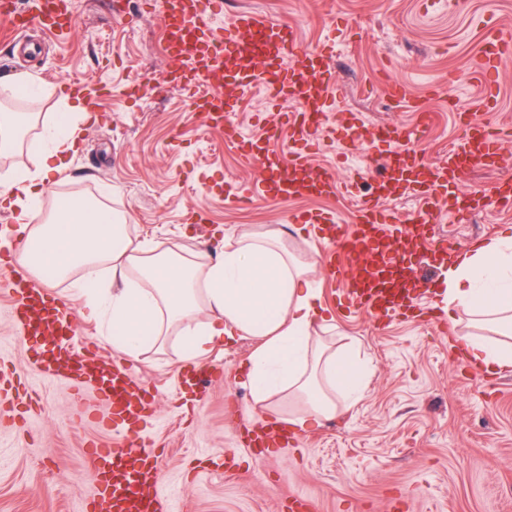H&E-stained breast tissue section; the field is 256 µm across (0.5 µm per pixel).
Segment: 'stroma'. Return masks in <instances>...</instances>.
Listing matches in <instances>:
<instances>
[{"label": "stroma", "mask_w": 512, "mask_h": 512, "mask_svg": "<svg viewBox=\"0 0 512 512\" xmlns=\"http://www.w3.org/2000/svg\"><path fill=\"white\" fill-rule=\"evenodd\" d=\"M72 0L74 27L67 37L29 26L18 41L0 39V105L14 107L15 77L31 76L35 96L25 103L34 119L19 149L0 156V178L29 164L42 127L67 94L61 79H80L95 92V121L88 127L55 189L70 196L101 197L125 217L140 242H163L216 259L245 236L276 235L315 266L323 305L336 337H350L369 366L364 398L333 421L297 436L285 448L263 453L243 447L246 428L281 417L280 397L250 412L253 393L242 368L259 343L253 336L206 357L217 367L193 416L181 405L195 397L181 384L186 364L175 342L149 348L129 366L155 391L156 410L145 432L164 451L165 483L184 491L185 512H287L288 498L304 494L317 512H384L403 497L402 512H512V368L466 371L456 361L463 327L441 331L428 317L377 321L336 304L337 287L321 268L319 230L297 233L289 214L333 210L349 220L346 195L270 201L252 197L257 165H244L224 131L207 123L191 99L166 81L171 68L161 43L162 0ZM240 9L294 22L302 44L334 41L333 112L313 135L312 164L355 180L371 192L381 150L351 140L353 126L397 125L416 131L431 160L445 157L461 135L458 111L471 108L480 90L471 60L496 18L512 36V0H224L221 21ZM406 84L433 114L420 128L411 108L388 95ZM289 103L254 89L231 119L243 131L262 132ZM249 195L241 207L228 192ZM512 227V211L489 205L465 219L447 213L431 231L447 236L452 254ZM49 285L78 311L76 346H97L114 356L100 325L82 318L83 300L68 281ZM0 293V360L29 377L28 343L9 318ZM71 392L42 387L31 414L34 434L11 418L0 420V512H89L94 481L86 444L112 446L120 437L73 421Z\"/></svg>", "instance_id": "stroma-1"}]
</instances>
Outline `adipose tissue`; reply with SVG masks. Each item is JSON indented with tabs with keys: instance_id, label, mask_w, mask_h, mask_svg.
I'll return each instance as SVG.
<instances>
[{
	"instance_id": "ef3b65f1",
	"label": "adipose tissue",
	"mask_w": 512,
	"mask_h": 512,
	"mask_svg": "<svg viewBox=\"0 0 512 512\" xmlns=\"http://www.w3.org/2000/svg\"><path fill=\"white\" fill-rule=\"evenodd\" d=\"M95 93L67 95L44 127L50 143L32 165L0 183V200L25 220L17 254L30 269L52 268L74 280L89 317H106L113 348L138 358L146 348L176 340L185 362L247 335L261 338L244 374L256 403L287 394L292 432L336 417L365 390V369L353 345H327L335 327L302 261L277 237H251L209 262L162 243L135 241L111 210L72 198L46 216L39 203L67 165L93 120ZM121 279L114 292L100 286L104 271ZM442 308L470 314L460 336L473 363L496 372L512 366V228L458 255L444 272Z\"/></svg>"
}]
</instances>
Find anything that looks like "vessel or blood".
Listing matches in <instances>:
<instances>
[{"label": "vessel or blood", "mask_w": 512, "mask_h": 512, "mask_svg": "<svg viewBox=\"0 0 512 512\" xmlns=\"http://www.w3.org/2000/svg\"><path fill=\"white\" fill-rule=\"evenodd\" d=\"M212 0H164L162 41L175 64L172 81L189 94L196 111L206 113L224 128L225 141L236 144L245 164L260 163L265 175L259 188L264 198H315L335 194V174L316 168L307 154L309 139L318 118L333 111L335 98L331 60L336 46L325 42L306 49L295 25L262 16L255 11H236L228 25L216 23ZM39 24L49 34L71 28L67 0H0V34L14 36L30 24ZM512 56V41L487 34L479 47L473 74L483 92L475 103L459 141L438 162L428 161L418 151L401 152L398 145L410 133L399 126L360 125L362 143H385L382 173L371 194L358 200L350 223L342 224L332 213L302 212L290 216L293 224H317L327 248L323 266L328 280L341 284L340 301L381 319L408 316L435 292V281L418 274V267H437L448 255L446 241L427 231L440 222L448 205L449 189L477 168L495 170L507 160L502 151L512 139V127H493L485 112L497 103L496 68ZM263 87L279 101H296L300 111L292 114V138L283 151L270 149L275 127L257 134H243L228 123L229 113L239 111L246 93ZM408 190L421 200L416 221L393 220L386 203L398 190ZM512 207V179L502 178L474 191L463 215L485 203ZM0 290L9 298L16 332L28 337L31 368L37 380L66 384L72 390L79 417L100 428L122 429L133 436L140 422L149 417L154 398L121 364L79 351L61 353L51 338L72 336L75 313L51 288L19 262L0 266ZM94 405H86V396ZM285 425L272 422L254 433L252 441L263 448H277L287 441ZM88 461L96 482L92 497L94 512H173L163 489L158 457L135 447L93 446Z\"/></svg>", "instance_id": "b4317fda"}]
</instances>
